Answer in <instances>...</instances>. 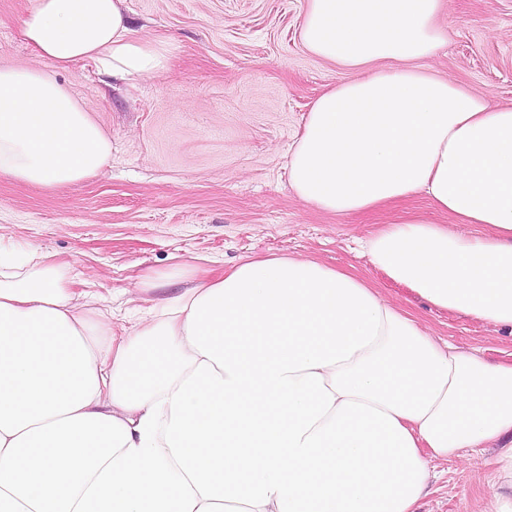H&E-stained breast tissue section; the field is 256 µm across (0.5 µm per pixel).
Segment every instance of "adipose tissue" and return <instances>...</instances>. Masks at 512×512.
I'll list each match as a JSON object with an SVG mask.
<instances>
[{
    "mask_svg": "<svg viewBox=\"0 0 512 512\" xmlns=\"http://www.w3.org/2000/svg\"><path fill=\"white\" fill-rule=\"evenodd\" d=\"M124 0H35L20 34L56 70L163 71ZM444 0H305L306 50L358 71L312 104L297 197L362 215L425 195L364 244L432 306L512 332V104L422 67ZM112 141L54 72L0 67V173L43 187L107 165ZM468 232H459V225ZM36 252H0V512H418L432 462L491 453L512 512V364L437 340L359 275L242 261L122 334ZM400 207L409 209L410 211L415 212L420 216L438 224L451 223L447 216L435 212L432 207L429 206L427 200L422 194L416 195L413 198L407 200L403 205H400Z\"/></svg>",
    "mask_w": 512,
    "mask_h": 512,
    "instance_id": "ef3b65f1",
    "label": "adipose tissue"
}]
</instances>
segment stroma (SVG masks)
<instances>
[{
    "label": "stroma",
    "mask_w": 512,
    "mask_h": 512,
    "mask_svg": "<svg viewBox=\"0 0 512 512\" xmlns=\"http://www.w3.org/2000/svg\"><path fill=\"white\" fill-rule=\"evenodd\" d=\"M34 0H0V66L55 72L112 140L96 175L46 189L0 174V248L49 255L67 286L116 316L150 299L163 274L223 277L241 260L310 259L356 272L436 338L512 361V335L433 308L377 269L362 240L392 221L325 214L289 182L288 151L315 99L344 70L309 54L298 36L304 0H125L132 28L168 40L166 71L135 82L89 62L55 70L21 40ZM448 41L424 66L494 104L512 103V0H446ZM487 458L436 465L419 512H488Z\"/></svg>",
    "instance_id": "obj_1"
}]
</instances>
